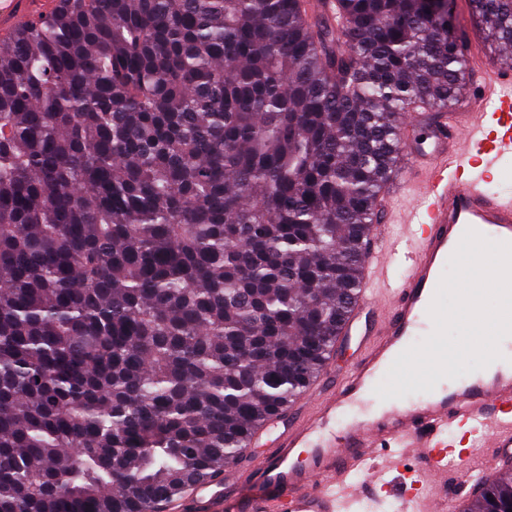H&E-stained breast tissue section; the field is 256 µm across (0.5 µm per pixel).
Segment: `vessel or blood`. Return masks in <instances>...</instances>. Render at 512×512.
<instances>
[{"instance_id":"b4317fda","label":"vessel or blood","mask_w":512,"mask_h":512,"mask_svg":"<svg viewBox=\"0 0 512 512\" xmlns=\"http://www.w3.org/2000/svg\"><path fill=\"white\" fill-rule=\"evenodd\" d=\"M59 0H0V37L52 14ZM476 94L452 112H407L399 120L401 157L389 198L414 190L405 212V274L388 295L362 289L339 331L359 335V351L333 388L308 395L293 415H282L272 448L250 467L232 463L222 476L196 484L169 503L170 512H380L397 501L400 512H447L459 507L500 462L512 459V362L436 385L407 402L378 398L376 386L415 337L429 335L428 308L442 271L466 230L512 242V199L487 183L496 157L512 154V71L470 55ZM427 132L428 147L413 145ZM391 226L375 224L371 254L393 259L385 243ZM381 410L345 420L355 405ZM424 491L406 482L407 469ZM367 476L360 485L358 476Z\"/></svg>"}]
</instances>
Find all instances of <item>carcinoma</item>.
<instances>
[{
	"mask_svg": "<svg viewBox=\"0 0 512 512\" xmlns=\"http://www.w3.org/2000/svg\"><path fill=\"white\" fill-rule=\"evenodd\" d=\"M512 65V0H470ZM464 47L432 0H63L0 40V512H161L323 369ZM512 469L463 512H509Z\"/></svg>",
	"mask_w": 512,
	"mask_h": 512,
	"instance_id": "obj_1",
	"label": "carcinoma"
}]
</instances>
